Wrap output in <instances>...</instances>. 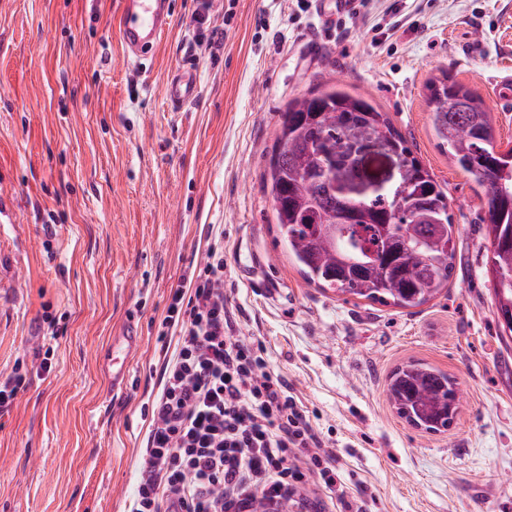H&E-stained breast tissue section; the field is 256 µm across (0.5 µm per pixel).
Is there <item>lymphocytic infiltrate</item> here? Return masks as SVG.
<instances>
[{"label": "lymphocytic infiltrate", "mask_w": 512, "mask_h": 512, "mask_svg": "<svg viewBox=\"0 0 512 512\" xmlns=\"http://www.w3.org/2000/svg\"><path fill=\"white\" fill-rule=\"evenodd\" d=\"M169 297L163 324L178 330L177 350L152 402L131 512H248L255 496L280 499L314 474L334 486L330 457L287 381L236 333L223 244Z\"/></svg>", "instance_id": "lymphocytic-infiltrate-1"}]
</instances>
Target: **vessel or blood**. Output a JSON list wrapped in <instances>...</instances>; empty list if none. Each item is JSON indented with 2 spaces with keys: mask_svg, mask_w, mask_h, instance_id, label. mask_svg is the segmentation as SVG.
Listing matches in <instances>:
<instances>
[{
  "mask_svg": "<svg viewBox=\"0 0 512 512\" xmlns=\"http://www.w3.org/2000/svg\"><path fill=\"white\" fill-rule=\"evenodd\" d=\"M320 16L331 25L351 14L358 0H317ZM170 0H122L116 16L118 40L125 53L134 54L160 47L171 30ZM199 89L197 71L186 61L168 77L165 97L169 106L180 110L193 102Z\"/></svg>",
  "mask_w": 512,
  "mask_h": 512,
  "instance_id": "vessel-or-blood-1",
  "label": "vessel or blood"
}]
</instances>
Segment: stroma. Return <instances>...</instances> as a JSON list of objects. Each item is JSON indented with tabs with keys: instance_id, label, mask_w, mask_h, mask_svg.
Wrapping results in <instances>:
<instances>
[{
	"instance_id": "obj_1",
	"label": "stroma",
	"mask_w": 512,
	"mask_h": 512,
	"mask_svg": "<svg viewBox=\"0 0 512 512\" xmlns=\"http://www.w3.org/2000/svg\"><path fill=\"white\" fill-rule=\"evenodd\" d=\"M118 0H0V372L50 356L0 413V512H129L151 405L176 338L161 325L173 283L224 234V298L239 331L286 377L331 456L290 512H512V343L486 276L481 189L439 147L430 82L448 78L492 110L512 143V0H360L345 27L300 0H171L161 47L128 60ZM192 61L195 104L167 107L169 72ZM387 112L445 185L459 231L447 293L411 309L342 300L289 260L263 181L283 112L333 82ZM135 320L123 391L101 370ZM420 361L465 394L428 434L387 396Z\"/></svg>"
}]
</instances>
